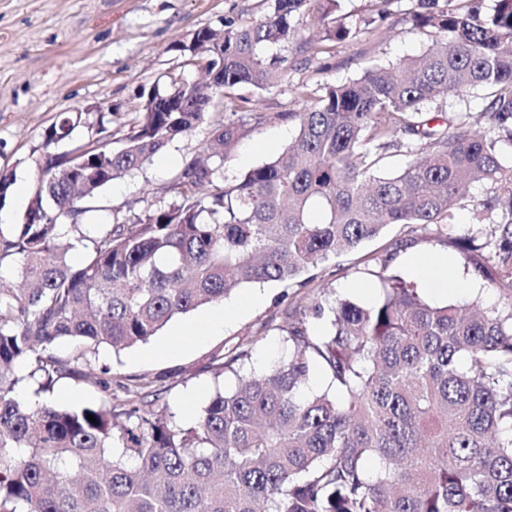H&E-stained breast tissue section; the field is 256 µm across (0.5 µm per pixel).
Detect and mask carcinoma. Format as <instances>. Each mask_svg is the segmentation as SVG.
<instances>
[{
	"label": "carcinoma",
	"instance_id": "1",
	"mask_svg": "<svg viewBox=\"0 0 512 512\" xmlns=\"http://www.w3.org/2000/svg\"><path fill=\"white\" fill-rule=\"evenodd\" d=\"M266 2L246 25L195 31L181 50L205 80L142 91L120 147L73 140L101 115L63 113L46 130L24 220L0 228V265L21 281L0 287V512H512V163L467 117L443 128L427 118L443 97L480 89V120L512 143V0L489 12L480 0H418L411 20L432 46L339 85H298L300 112H267L237 90L288 83L280 50L301 31L318 33L302 43L315 58L375 18L339 15V0ZM217 97L297 134L228 182L248 126L216 120L172 200L129 222L80 205L194 131ZM394 149L409 160L382 176ZM478 182L497 191L476 200ZM465 204L468 232L444 243L497 290L493 306L429 304L387 274L386 248L363 259L380 284L374 302L294 299L279 326L287 359L257 372L242 341L213 356L215 374L236 383L190 425L161 404L163 376L86 371L101 347L147 343L251 284L288 287L389 225L432 235ZM78 247L87 258L74 265ZM315 366L336 395L303 393ZM65 378L121 399L57 406L50 394ZM22 382L34 386L28 400Z\"/></svg>",
	"mask_w": 512,
	"mask_h": 512
}]
</instances>
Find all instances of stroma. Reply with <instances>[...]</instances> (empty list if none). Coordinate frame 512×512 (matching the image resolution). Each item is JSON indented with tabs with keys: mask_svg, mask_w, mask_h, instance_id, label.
<instances>
[{
	"mask_svg": "<svg viewBox=\"0 0 512 512\" xmlns=\"http://www.w3.org/2000/svg\"><path fill=\"white\" fill-rule=\"evenodd\" d=\"M342 12L375 17L374 29L350 34L333 42L330 54L316 58L285 49L288 82L242 95L260 96L276 103L278 111L302 109L293 92L307 83L339 84L359 76L373 64H385L404 55L418 54L433 40L431 33L413 26L409 14L416 0H392L386 19H378L379 0H341ZM265 0H0V172L12 181L34 187L32 153L41 147L46 129L60 113L97 106L113 109L109 131H128L138 110L140 92L171 78L198 80L201 72L187 55L173 50L179 40L202 28H222L225 20L245 24L266 10ZM249 132L240 140L224 166L232 180L269 162L287 148L295 135L288 121L249 119ZM210 124L158 154L142 174L112 182L93 201L103 215L122 218L153 208L181 172L186 159L195 157L210 135ZM406 229L392 226L366 242L359 253L331 259L316 271L319 286L365 301L380 294L377 279L359 263L360 254L391 248L392 270L406 275L403 256L447 255L448 273L462 282L471 277L456 253L436 239L402 247ZM284 288L275 282L258 283L233 292L227 304L238 305L234 320L210 335L198 333L200 320L209 314L202 307L173 319L148 343L112 353L100 349L94 372L108 368L125 376L165 374V401L181 421H190L221 385H234L233 376L215 377L212 354L242 338L249 339V361L258 370L280 361L288 352L280 326L287 303Z\"/></svg>",
	"mask_w": 512,
	"mask_h": 512,
	"instance_id": "1",
	"label": "stroma"
}]
</instances>
